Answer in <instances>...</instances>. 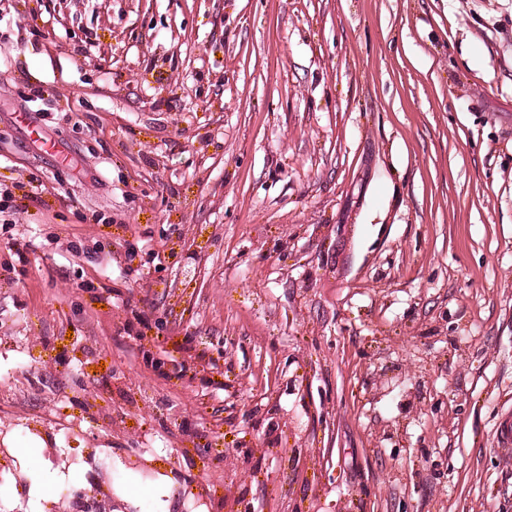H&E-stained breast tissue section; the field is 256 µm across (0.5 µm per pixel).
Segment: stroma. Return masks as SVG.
I'll return each instance as SVG.
<instances>
[{"label":"stroma","mask_w":512,"mask_h":512,"mask_svg":"<svg viewBox=\"0 0 512 512\" xmlns=\"http://www.w3.org/2000/svg\"><path fill=\"white\" fill-rule=\"evenodd\" d=\"M510 407L512 0H0V439L128 512H512ZM180 481L172 470L168 474H160L155 482V498L157 512H170L171 496Z\"/></svg>","instance_id":"stroma-1"}]
</instances>
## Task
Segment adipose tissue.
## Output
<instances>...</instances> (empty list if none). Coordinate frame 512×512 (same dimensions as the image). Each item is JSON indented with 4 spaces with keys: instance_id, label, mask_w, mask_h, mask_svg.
Here are the masks:
<instances>
[{
    "instance_id": "1",
    "label": "adipose tissue",
    "mask_w": 512,
    "mask_h": 512,
    "mask_svg": "<svg viewBox=\"0 0 512 512\" xmlns=\"http://www.w3.org/2000/svg\"><path fill=\"white\" fill-rule=\"evenodd\" d=\"M18 484H15L10 507L12 512H47L50 505L64 502L72 487H86L84 477L68 471L67 463L45 458L15 456Z\"/></svg>"
}]
</instances>
